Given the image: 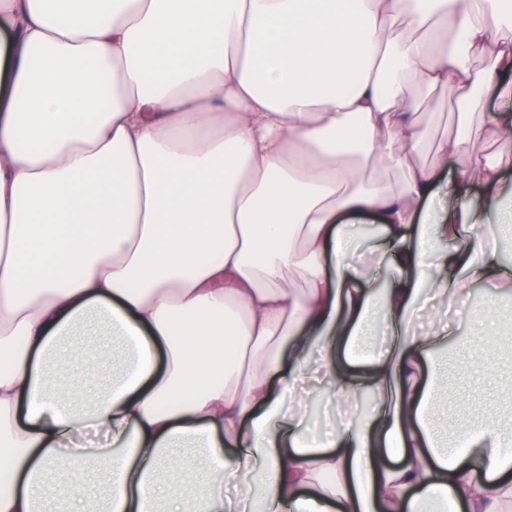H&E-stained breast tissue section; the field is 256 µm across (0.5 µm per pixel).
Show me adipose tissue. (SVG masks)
<instances>
[{
    "instance_id": "adipose-tissue-1",
    "label": "adipose tissue",
    "mask_w": 512,
    "mask_h": 512,
    "mask_svg": "<svg viewBox=\"0 0 512 512\" xmlns=\"http://www.w3.org/2000/svg\"><path fill=\"white\" fill-rule=\"evenodd\" d=\"M509 72L506 0H0V512H512V419L447 438L468 338L417 325L512 296ZM436 92L496 155L422 161Z\"/></svg>"
}]
</instances>
